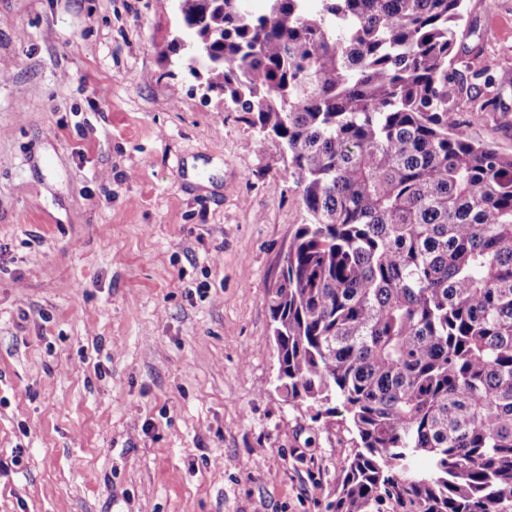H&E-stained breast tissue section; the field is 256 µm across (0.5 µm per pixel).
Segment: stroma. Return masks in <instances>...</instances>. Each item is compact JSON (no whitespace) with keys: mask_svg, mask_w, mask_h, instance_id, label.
Returning a JSON list of instances; mask_svg holds the SVG:
<instances>
[{"mask_svg":"<svg viewBox=\"0 0 512 512\" xmlns=\"http://www.w3.org/2000/svg\"><path fill=\"white\" fill-rule=\"evenodd\" d=\"M172 0H0V512H326L355 442L276 388L309 220L280 145L168 50ZM512 153V0H468Z\"/></svg>","mask_w":512,"mask_h":512,"instance_id":"35a3bbf8","label":"stroma"}]
</instances>
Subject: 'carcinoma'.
Segmentation results:
<instances>
[{"mask_svg":"<svg viewBox=\"0 0 512 512\" xmlns=\"http://www.w3.org/2000/svg\"><path fill=\"white\" fill-rule=\"evenodd\" d=\"M242 2L180 0L170 49L309 215L266 302L278 389L355 435L329 512H512V154L471 131L508 106L476 71L459 110L466 0Z\"/></svg>","mask_w":512,"mask_h":512,"instance_id":"1","label":"carcinoma"}]
</instances>
